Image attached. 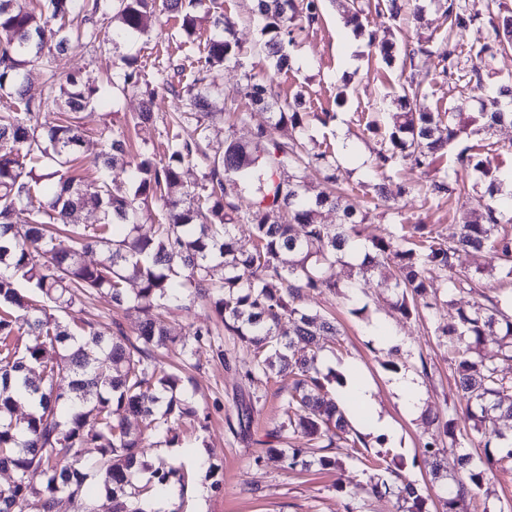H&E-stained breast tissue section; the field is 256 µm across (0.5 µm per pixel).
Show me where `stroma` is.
<instances>
[{
	"label": "stroma",
	"instance_id": "1",
	"mask_svg": "<svg viewBox=\"0 0 512 512\" xmlns=\"http://www.w3.org/2000/svg\"><path fill=\"white\" fill-rule=\"evenodd\" d=\"M222 12L234 23L236 39L249 53L242 65H224L218 73L224 93L210 99L215 112L211 144H218L226 133H233L243 143L250 142L257 127L269 125V111L255 106L251 99L253 84L274 76L272 93L279 99L292 98L303 92L312 111L332 112L336 118L329 125L310 121L299 137L307 148L318 149L328 144L339 157L338 187L341 192L363 200L373 193L376 178L372 162L379 144L366 131L365 124L378 120L388 126L397 110L396 99L405 77L428 87L427 105L434 110L452 111L457 122L466 125L468 133L460 137L449 154L473 148L489 155L499 174L512 173V124L486 130L479 116V98L459 92L447 82L431 83L430 78L440 68V54L448 46L469 50V63H476L475 53L493 44L494 34L484 24L475 23L463 29L449 28L448 21L434 0H416L422 6L420 19L392 29L399 45L417 47L427 43L431 55H416L406 62L397 55L393 63H385L376 49L367 43L365 34L355 33L345 22L343 6L346 0H323L320 18L312 27L299 32L297 44L291 50L292 66L287 72L275 73L273 64L264 53L255 51L260 38L251 18V0H217ZM163 37H141L122 45L124 54L137 57L145 66L148 80L157 81L156 66L174 60L184 74H191L200 49L208 35L206 25H198L195 41L183 44L179 21L173 15L161 18ZM114 58L96 46L82 44L56 55L54 67L58 74L79 73L84 82L98 86L107 95L104 105L81 113L80 123L88 135L89 151H98V134L109 124L123 121L126 115L138 112L142 99L134 93L113 96L110 78ZM170 90L160 92L155 100L153 119L139 128L134 139L136 148H162L169 117L182 106L183 84L171 76ZM344 103H337V96ZM248 115L247 122L236 119L237 113ZM428 174L407 165L397 166L385 181L387 190L403 215L411 222L422 223L437 231H447L449 225L462 223L473 207V198L485 185L460 173L465 190L442 200L440 205L424 203L415 189L427 180ZM459 263L468 270L478 271L483 292L512 304V281L503 279L484 256L461 254ZM393 292L373 279L364 292L332 294L308 293L301 304L310 310L327 311L335 315L341 331L338 342L324 341L319 358L324 369L352 367L370 383L384 415L397 430L394 446L404 460V473L421 487L427 498L429 512H439L437 493L439 481L431 473V460L423 444L434 430L435 420H447L448 409L457 403L451 365L448 361L446 337L435 335L436 324L448 321L456 309L471 305V294L448 293L435 318L406 320L393 308ZM392 331L400 339L402 358L398 369L387 362L386 347L380 342L382 331ZM225 360H218L211 350L203 349L195 357L196 369L186 386L190 401L205 408L210 419L207 428L198 423H185L182 439L167 455L149 448V457H163L166 463L190 469L197 450H204L207 461L218 465L223 474L220 490H213L208 481L198 480L188 489L171 483L165 498L180 512H347L355 484L376 481L375 471L363 469L351 449H339L344 465L342 471L323 470L318 466L288 470L270 451L279 447V440L270 436L280 417V406L288 382L274 378L262 383H250L247 372L251 366L249 350L238 339H222ZM413 376L421 386L422 405L419 414H409L403 407L392 383L398 375ZM256 400L253 422L247 436L233 434L229 421L235 420L240 398ZM512 504V462L496 466V476L477 493L468 505V512H499Z\"/></svg>",
	"mask_w": 512,
	"mask_h": 512
}]
</instances>
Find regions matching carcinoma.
Segmentation results:
<instances>
[{
    "label": "carcinoma",
    "mask_w": 512,
    "mask_h": 512,
    "mask_svg": "<svg viewBox=\"0 0 512 512\" xmlns=\"http://www.w3.org/2000/svg\"><path fill=\"white\" fill-rule=\"evenodd\" d=\"M321 2L256 0V49L273 61L276 71L291 67L296 32L302 23L318 19ZM438 2L452 27L479 18L462 0ZM165 12L181 15L189 37L196 33L201 13L211 19L212 31L197 71L185 85L184 110L171 116L162 157L145 151L133 157L129 127L150 121L159 85L145 79L138 58L119 49L148 33L156 15ZM484 20L495 37L512 46V19L501 21L489 10ZM0 35L6 40L0 48V265L9 270L0 272V467H9L14 476L12 483L0 485V512H21L29 501L39 503L42 512H68L71 500L84 489L88 468L100 476L112 512H157L154 494L161 487L175 479L185 489L189 475L143 462L146 437L156 447H169L179 441L182 420L197 413L183 396L197 350L208 347L224 358L210 327L189 331L194 337L189 344L171 335L159 319L158 309L185 296L208 301L224 331L252 348L251 382L274 375L290 380L282 420L271 432L289 444L277 449L288 468L340 470L342 460L326 451L351 448L362 464L389 475L365 493L381 497L394 491L403 512H427L426 499L402 474L403 459L385 447L384 439L375 438V453L361 452L371 447L368 435L352 426L344 405L328 395L327 386L341 382V375L324 374L317 366L320 337L339 335L336 318L311 313L298 301L305 291L338 292L342 285L333 270L357 253L358 279L349 287L362 288L389 267L397 268L390 287L398 290L394 308L405 319L419 315L421 306L436 308L429 298L442 276L458 292L479 288L475 274L459 269L463 252L488 254L512 275V234L500 229L512 223V212L499 206L503 180L490 158L467 150L457 155L462 170L486 183L475 199L474 218L448 225L445 234L412 224L399 213L386 236L362 245L367 212L358 203L340 192H323L313 201L302 193V173L308 169L337 183L336 154L327 148L309 152L298 141L278 135L303 128L311 116L325 124L335 114L312 115L297 95L251 142L227 136L213 154L201 151L200 141L208 138V98L223 93L215 71L225 63H241L247 54L232 38L233 22L217 11L215 0H38L35 12L15 8L14 0H0ZM84 40L116 55L112 88L143 96L142 110L131 124L100 131L101 149L92 160L99 178L91 189L75 165L85 146L78 113L99 99L98 90L75 74L58 76L53 66L55 54ZM368 43L392 64L395 43L373 32ZM462 54L448 50L441 57L439 76L463 90L481 89L482 65L461 68ZM36 65L43 70L45 90L33 97L25 80L27 68ZM503 98H512L511 85L500 86L496 97L481 103L485 127L512 123V113L502 109ZM425 99L420 85L403 83L400 112L373 160L376 174L385 175L397 162L434 168L438 152L464 132L453 113L432 112ZM44 112L58 113L57 122L43 125ZM193 121L198 137L186 139L183 126ZM441 127L444 137L438 134ZM200 155L206 164L202 181L174 194L182 185L184 166ZM118 166L126 172L124 184L112 180ZM228 185L255 186L252 206L241 212L224 203ZM456 185L458 180L447 174L434 177L425 198L438 201L453 194ZM340 206L344 223L318 222L320 209ZM19 209L28 211L24 224L13 222ZM86 209L98 211L100 223H79ZM143 218L155 225L150 236L139 232ZM237 224L251 225V246L235 238ZM32 249L43 255L38 266L30 264ZM91 252L100 254V262L84 261ZM22 281L29 285L27 294L21 291ZM94 294L106 295L114 308L135 315V338L119 326L59 321L56 313ZM285 320L292 328L281 329ZM437 331L448 337L465 419L484 439V447L499 448L505 451L501 459H512V439L495 428L497 419L512 417V379L501 369L512 363V313L489 298L468 310L458 309ZM23 334L29 343L21 350L13 338ZM488 336L497 337L494 355L484 353ZM160 349L177 351L179 364L163 369L157 359ZM22 402L29 404V412L17 418ZM253 412L250 402L237 406L240 433L250 429ZM459 444L454 417L424 443L425 453L435 458L434 478L446 475L451 480L444 488L442 512H464L473 491L489 480L490 470L468 453L445 462V448ZM86 447L100 453L89 465L81 456ZM33 468L44 476L38 486L29 479ZM141 468L150 477L137 487L134 480Z\"/></svg>",
    "instance_id": "carcinoma-1"
}]
</instances>
